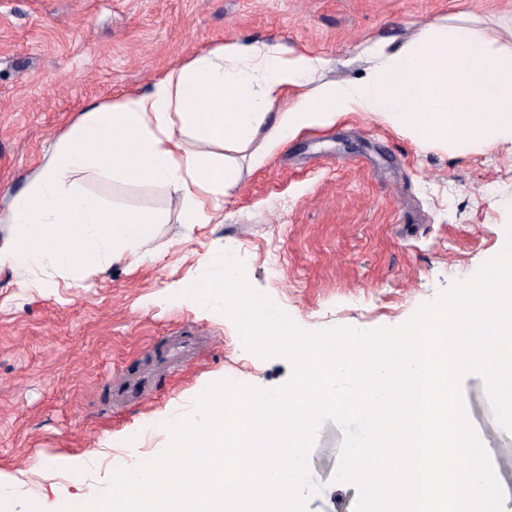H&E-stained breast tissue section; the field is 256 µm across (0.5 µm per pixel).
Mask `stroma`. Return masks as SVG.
<instances>
[{"instance_id": "1", "label": "stroma", "mask_w": 512, "mask_h": 512, "mask_svg": "<svg viewBox=\"0 0 512 512\" xmlns=\"http://www.w3.org/2000/svg\"><path fill=\"white\" fill-rule=\"evenodd\" d=\"M461 16L512 45V0H0V212L79 112L149 89L203 50L278 42L331 59L326 78L354 79L367 67L355 58L364 41L405 46L422 25ZM75 181L122 209L168 206L162 185ZM223 218L183 224L170 212L137 255L97 268L0 267V512H60L106 491L116 468L162 452L167 423L193 415L216 382L274 390L290 381L289 359L248 351L231 318L188 295L205 251L233 253L304 330L397 327L512 236V152L422 150L357 115L242 168ZM171 336L208 345L153 398L115 406L121 367ZM462 394L512 512V432L480 375L464 377ZM342 440L338 424H322L309 453L319 491L306 512H354L357 487L335 479Z\"/></svg>"}]
</instances>
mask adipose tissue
<instances>
[{
	"mask_svg": "<svg viewBox=\"0 0 512 512\" xmlns=\"http://www.w3.org/2000/svg\"><path fill=\"white\" fill-rule=\"evenodd\" d=\"M361 78L319 81L328 60L266 41L214 46L145 91L90 105L12 199L0 266L61 270L116 262L166 212L108 207L74 176L162 184L181 223L209 224L236 186V155L263 166L303 130L368 115L419 147L474 152L512 144V47L459 23L422 27L409 45L366 41Z\"/></svg>",
	"mask_w": 512,
	"mask_h": 512,
	"instance_id": "ef3b65f1",
	"label": "adipose tissue"
}]
</instances>
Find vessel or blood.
<instances>
[{"instance_id": "b4317fda", "label": "vessel or blood", "mask_w": 512, "mask_h": 512, "mask_svg": "<svg viewBox=\"0 0 512 512\" xmlns=\"http://www.w3.org/2000/svg\"><path fill=\"white\" fill-rule=\"evenodd\" d=\"M192 352L190 342H172L166 349L155 353L150 363L138 369L127 370L113 387L116 402L122 404L148 398L156 380L165 375L173 365L189 357Z\"/></svg>"}]
</instances>
